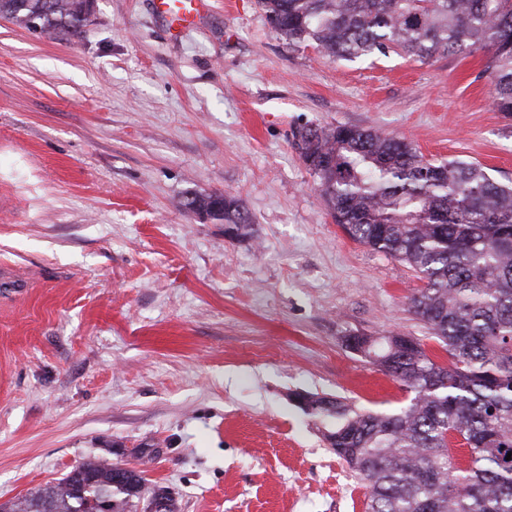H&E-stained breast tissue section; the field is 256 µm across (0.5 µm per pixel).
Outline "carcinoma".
Wrapping results in <instances>:
<instances>
[{"label":"carcinoma","mask_w":512,"mask_h":512,"mask_svg":"<svg viewBox=\"0 0 512 512\" xmlns=\"http://www.w3.org/2000/svg\"><path fill=\"white\" fill-rule=\"evenodd\" d=\"M288 48L332 60L390 52L426 63L490 54L493 106L512 115V0H258ZM93 0H0V17L60 40L78 37ZM299 152L334 223L354 241L409 265L424 287L410 308L447 353L438 363L412 336L364 338L362 352L403 389L394 413L306 392L309 416L364 482L367 512H512V185L463 160L431 161L404 139L338 125L298 130ZM237 236L252 230L239 200L186 192L180 207ZM461 438L466 462L454 455ZM178 512L144 471L90 457L0 512Z\"/></svg>","instance_id":"carcinoma-1"}]
</instances>
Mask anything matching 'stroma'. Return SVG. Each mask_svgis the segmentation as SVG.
Masks as SVG:
<instances>
[{
	"instance_id": "obj_1",
	"label": "stroma",
	"mask_w": 512,
	"mask_h": 512,
	"mask_svg": "<svg viewBox=\"0 0 512 512\" xmlns=\"http://www.w3.org/2000/svg\"><path fill=\"white\" fill-rule=\"evenodd\" d=\"M488 64L291 51L257 0L178 36L154 0H95L69 42L0 18V503L96 456L180 512H366L291 393L409 404L350 333L446 354L408 309L421 281L334 223L293 134L372 127L510 183ZM189 190L254 235L185 213ZM179 204L182 209L191 213L206 209L211 204L220 205L212 213L214 219L224 220V226L233 225L237 230L235 236H238V238L251 234L252 224L250 217L243 209L239 200L234 197L217 192L203 194L190 190L183 195Z\"/></svg>"
}]
</instances>
